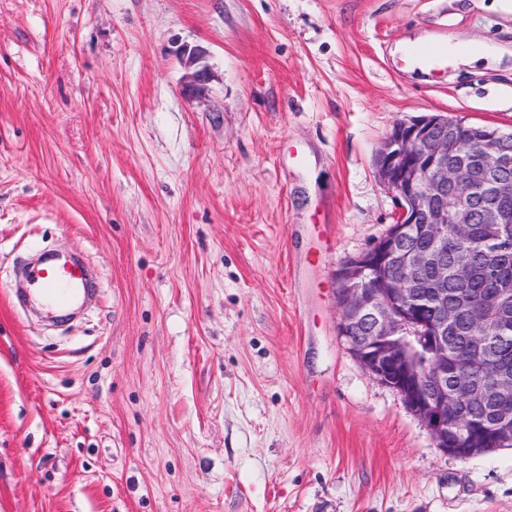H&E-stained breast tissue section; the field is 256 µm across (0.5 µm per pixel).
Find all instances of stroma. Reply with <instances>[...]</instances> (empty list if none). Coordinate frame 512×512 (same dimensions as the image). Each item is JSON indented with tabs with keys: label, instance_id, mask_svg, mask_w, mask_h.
Returning <instances> with one entry per match:
<instances>
[{
	"label": "stroma",
	"instance_id": "1",
	"mask_svg": "<svg viewBox=\"0 0 512 512\" xmlns=\"http://www.w3.org/2000/svg\"><path fill=\"white\" fill-rule=\"evenodd\" d=\"M433 40L494 54L397 68ZM434 113L512 132V0H0V512H512V449L443 454L337 332ZM56 248L72 319L18 300ZM180 57L186 69L181 91L185 97L192 99L210 79L207 66L202 65L204 51L200 48H183Z\"/></svg>",
	"mask_w": 512,
	"mask_h": 512
}]
</instances>
